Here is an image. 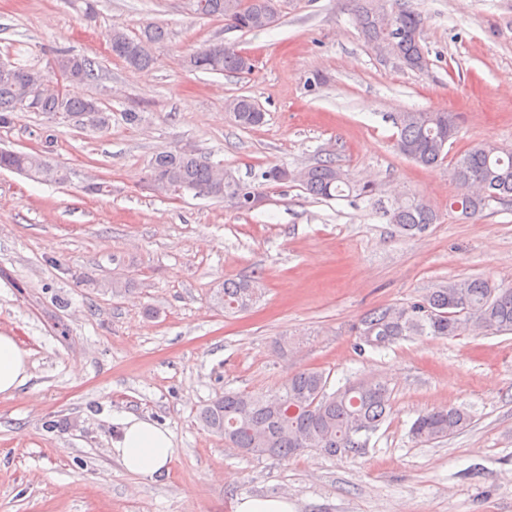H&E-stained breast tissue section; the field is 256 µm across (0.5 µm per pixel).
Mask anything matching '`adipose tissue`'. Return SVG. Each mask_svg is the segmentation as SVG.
I'll list each match as a JSON object with an SVG mask.
<instances>
[{"mask_svg":"<svg viewBox=\"0 0 512 512\" xmlns=\"http://www.w3.org/2000/svg\"><path fill=\"white\" fill-rule=\"evenodd\" d=\"M29 378L26 352L13 336L0 333V398L13 397ZM114 449L125 470L144 478L161 473L174 455L171 433L135 416L123 419Z\"/></svg>","mask_w":512,"mask_h":512,"instance_id":"ef3b65f1","label":"adipose tissue"}]
</instances>
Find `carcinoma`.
<instances>
[{
	"label": "carcinoma",
	"instance_id": "obj_1",
	"mask_svg": "<svg viewBox=\"0 0 512 512\" xmlns=\"http://www.w3.org/2000/svg\"><path fill=\"white\" fill-rule=\"evenodd\" d=\"M353 16L368 45L391 54L402 67L421 72L427 69L428 52L421 44V14L408 0H353ZM277 10L276 0H195V11L220 18L233 29L251 32L267 28L266 15ZM161 25H148L131 35L116 25L110 47L116 58L134 69L149 67L154 58L152 44L166 39ZM57 65L67 82L94 84L99 64L69 50L57 52ZM183 66L190 71L243 74L252 70L247 57L236 46L209 43L186 55ZM226 108L243 128L264 122L265 112L250 97L236 96ZM33 110L46 117L58 112L92 131H104L110 121L102 99L91 96L59 98L52 77L45 71L8 63L0 70V128L11 126L17 114ZM398 151L424 167H435L447 158L458 134L448 112H402L395 119ZM53 139L45 138L39 152L0 151V169L18 172L41 183L64 184L71 172L50 159ZM209 157L196 150L160 152L148 166L147 178L158 189H182L198 196L222 199L237 210H251L248 194L261 192L264 183L297 182L317 200L375 195V184L360 182L332 159L290 171L274 166L261 172L262 182L245 183L226 171L218 175ZM452 176L460 188L453 201L468 206V215L482 212L492 201L512 203V149L484 142L471 146L455 160ZM388 222L404 234L427 231L438 220L437 212L418 197L396 201L383 211ZM259 280H226L222 292L224 309L247 310L258 297ZM512 332V286L474 277L440 283L416 300L374 308L355 326L356 349L384 350L414 336L455 338L480 329ZM329 377L313 368L299 370L276 389L249 394L227 391L204 405L198 419L224 443L247 456L288 459L306 450L328 455L358 453L392 408V390L380 377L348 381L328 392ZM469 417L456 407H442L417 416L410 427L412 438L429 443L440 441L467 426Z\"/></svg>",
	"mask_w": 512,
	"mask_h": 512
}]
</instances>
